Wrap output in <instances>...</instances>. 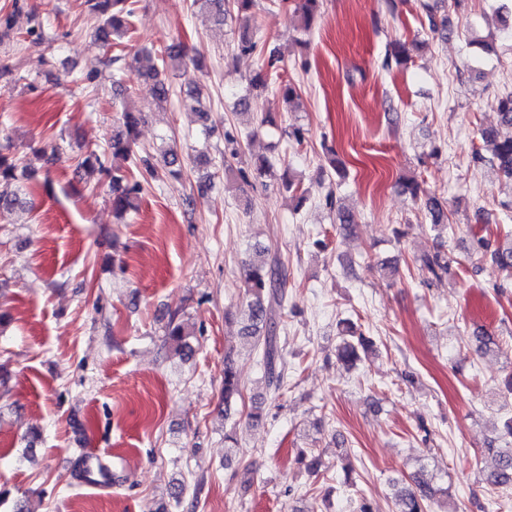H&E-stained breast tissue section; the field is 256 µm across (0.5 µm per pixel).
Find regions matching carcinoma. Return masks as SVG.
<instances>
[{"instance_id": "carcinoma-1", "label": "carcinoma", "mask_w": 512, "mask_h": 512, "mask_svg": "<svg viewBox=\"0 0 512 512\" xmlns=\"http://www.w3.org/2000/svg\"><path fill=\"white\" fill-rule=\"evenodd\" d=\"M255 0H233L236 19L239 20L237 43L234 46L239 53L250 55L257 51V42L253 40L251 28V9ZM227 0H192V5L205 9L213 14L216 21L222 23L228 11ZM322 0H278L279 7H293V15L297 17L299 28L305 35L309 34L320 15ZM86 8L100 18L96 36L102 44L112 47L111 38L124 37L132 29L134 10L130 8V0H84ZM183 49L173 50L167 58L161 59L162 66L150 65L144 76L153 81L154 98L161 106L170 98V85L163 69L184 62ZM411 60L409 48L399 40L388 43L384 58V67L391 69L404 68ZM279 62L277 51H269L266 69L247 78L246 93L238 98V106L247 111L251 108L252 100L268 88V77L271 69ZM499 124L512 130V93L501 98L498 106ZM144 119L141 111L123 109L122 126L112 135L108 148L115 156L131 160L138 174L110 171L104 165L101 156L88 152L80 162L85 174L89 177L96 173H106L112 182V209L117 213L125 212L134 207V199L141 193V180L156 179V167L148 160L137 157L135 147L137 130ZM483 142L492 144L491 157H486L480 149L473 150L472 161L482 164L486 161L496 164L499 171L512 180V134L501 138L498 131L490 128L481 130ZM12 144L0 143V183L18 179V164L11 156ZM282 188L291 194L296 201L295 208H300L308 199V189L301 180L294 178L290 172H285L281 178ZM401 193L420 203L432 218L434 229L443 232L444 211L438 201L425 194L421 184L415 177H404L398 182ZM472 254L488 258L496 265L505 278L512 279V242H500L488 236L473 234ZM420 261L434 276L446 274L454 263L443 245H438L434 251L421 256ZM244 296L246 318L241 328L242 335L254 339L255 345L261 348L263 359V377L266 387L274 394L285 386L286 362L282 353L278 324L282 318L283 303L286 298L287 270L277 253L266 247L255 250L253 259L244 262ZM339 343L336 346L337 360L347 367H352L361 360V355L370 349V341L363 334L357 333V328L351 320L340 322ZM166 336L174 351L184 359L192 356L194 349L188 338L192 336L184 323L171 319ZM242 387L238 375L229 361H224V411H230L231 404L242 397ZM504 432L510 438L503 448H493L495 457L494 467L483 473L485 484L495 489L512 490V418L504 422ZM445 493L441 488H435L429 483L412 479L393 485L390 496L391 512H434L433 505L438 502L437 496Z\"/></svg>"}]
</instances>
